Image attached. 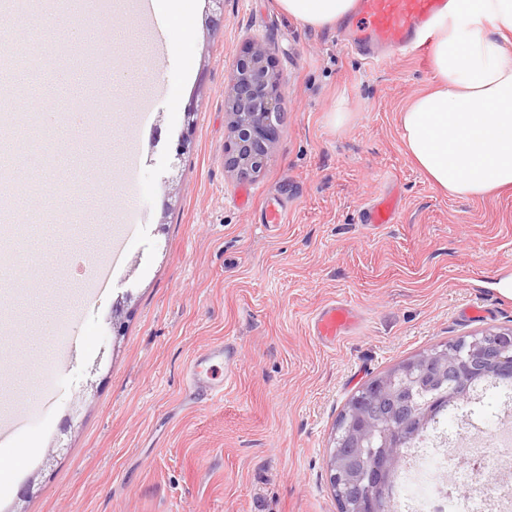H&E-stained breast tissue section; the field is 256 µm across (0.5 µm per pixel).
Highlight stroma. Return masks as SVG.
Returning a JSON list of instances; mask_svg holds the SVG:
<instances>
[{
  "mask_svg": "<svg viewBox=\"0 0 512 512\" xmlns=\"http://www.w3.org/2000/svg\"><path fill=\"white\" fill-rule=\"evenodd\" d=\"M211 16L221 25H208ZM339 32L302 26L275 0H196L192 60L157 57L160 80L146 84L169 147L134 169L133 108L109 115L91 99L75 124L51 97L29 93L0 122L66 125L74 138L98 128L97 161L70 171L65 197L86 220L82 263L46 252L38 281L8 268L45 307L0 339L9 356L0 381L27 380L25 430L41 439L18 478L38 487L27 512H338L327 463L351 395L415 354L512 327V297L499 290L512 276V191L466 199L432 184L399 124L433 82L429 55L374 66ZM252 39L271 45L285 115L265 170L244 178L224 166V85ZM174 85L193 120L173 112ZM341 95L348 114L337 125ZM185 133L191 143L174 159ZM129 195L144 217L132 237L123 233ZM386 198L394 222L363 224L364 208ZM272 209L285 223L267 222ZM118 235L121 275L67 324V288ZM125 291L132 300L115 341L110 309ZM341 300L358 322L323 346L311 320ZM473 308L481 317H467ZM67 326L95 343L60 369L49 352ZM227 339L240 351L236 381L223 400L204 401L189 391L187 369ZM60 436L66 449L43 468Z\"/></svg>",
  "mask_w": 512,
  "mask_h": 512,
  "instance_id": "1",
  "label": "stroma"
}]
</instances>
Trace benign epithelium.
Masks as SVG:
<instances>
[{
  "label": "benign epithelium",
  "instance_id": "1",
  "mask_svg": "<svg viewBox=\"0 0 512 512\" xmlns=\"http://www.w3.org/2000/svg\"><path fill=\"white\" fill-rule=\"evenodd\" d=\"M270 57L268 43L251 41L235 58L230 78L224 86V110L230 132L224 165L240 175L258 176L264 171L282 122L280 79L270 65ZM131 299L132 294L127 292L112 304L111 333L117 339L123 336L124 318ZM476 365L483 366L495 377L512 375V328L488 329L460 344L448 342L400 367L380 381V386L387 390L398 384L405 389L422 380L451 382ZM345 430L360 441L369 433H378L380 447L390 449L393 466H402L400 444L390 442V430L375 427L369 417L355 409L350 412ZM372 453L373 449L359 444L352 458L340 455L328 463L330 483L337 487L350 474L369 483L377 481L380 470L364 464Z\"/></svg>",
  "mask_w": 512,
  "mask_h": 512
}]
</instances>
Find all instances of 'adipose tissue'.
Wrapping results in <instances>:
<instances>
[{
  "label": "adipose tissue",
  "mask_w": 512,
  "mask_h": 512,
  "mask_svg": "<svg viewBox=\"0 0 512 512\" xmlns=\"http://www.w3.org/2000/svg\"><path fill=\"white\" fill-rule=\"evenodd\" d=\"M443 19L431 43L435 86L400 114L402 138L417 167L449 195L480 198L512 188V0H466ZM170 47L191 60L194 0H152ZM302 25L342 22L355 0H276ZM40 442L23 434L0 448V489L8 490Z\"/></svg>",
  "instance_id": "ef3b65f1"
}]
</instances>
